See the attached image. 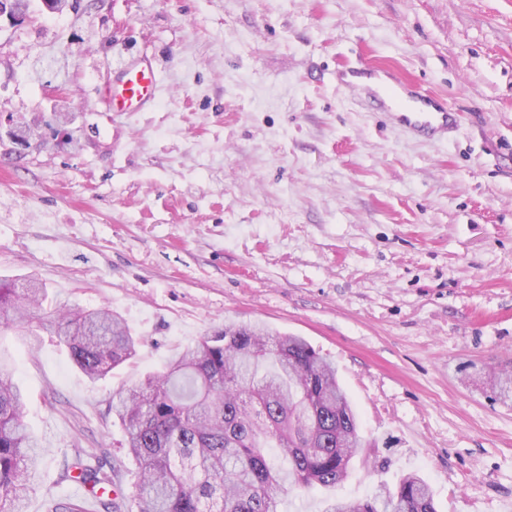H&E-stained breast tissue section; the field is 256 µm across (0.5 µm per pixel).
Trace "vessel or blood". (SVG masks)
Instances as JSON below:
<instances>
[{
	"mask_svg": "<svg viewBox=\"0 0 512 512\" xmlns=\"http://www.w3.org/2000/svg\"><path fill=\"white\" fill-rule=\"evenodd\" d=\"M385 76L383 88L364 89L366 98L379 103L393 125L422 138H434L456 128L458 116L444 99L408 82L391 68L358 59L336 71V82L355 87L357 79ZM162 67L156 56L131 53L100 89L96 103L109 118H124L137 112L155 110L162 99Z\"/></svg>",
	"mask_w": 512,
	"mask_h": 512,
	"instance_id": "obj_1",
	"label": "vessel or blood"
}]
</instances>
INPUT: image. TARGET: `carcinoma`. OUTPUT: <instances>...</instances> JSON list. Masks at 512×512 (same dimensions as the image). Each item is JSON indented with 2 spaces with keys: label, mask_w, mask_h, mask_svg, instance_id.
<instances>
[{
  "label": "carcinoma",
  "mask_w": 512,
  "mask_h": 512,
  "mask_svg": "<svg viewBox=\"0 0 512 512\" xmlns=\"http://www.w3.org/2000/svg\"><path fill=\"white\" fill-rule=\"evenodd\" d=\"M35 277L0 278V331L29 324L46 300ZM46 325L92 383L134 358L142 344L109 310L68 307ZM25 398L0 371V512H24L37 486L40 455L23 421ZM127 453L137 467L136 512H279V494L334 490L368 440L338 383L336 366L298 336L235 323L184 347L164 370L112 395ZM109 449L67 466L91 491L112 492ZM327 512H436L416 474L364 500L335 499Z\"/></svg>",
  "instance_id": "1"
}]
</instances>
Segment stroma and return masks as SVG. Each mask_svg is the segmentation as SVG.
I'll use <instances>...</instances> for the list:
<instances>
[{
    "label": "stroma",
    "mask_w": 512,
    "mask_h": 512,
    "mask_svg": "<svg viewBox=\"0 0 512 512\" xmlns=\"http://www.w3.org/2000/svg\"><path fill=\"white\" fill-rule=\"evenodd\" d=\"M0 27V276L43 315L107 308L143 340L90 383L59 337L0 334L46 451L27 512L74 501L68 463L111 451L113 392L225 324L303 337L336 365L370 459L340 496L418 473L437 512H512V0H77ZM160 55L157 110L94 93L125 49ZM364 57L443 94L419 142L336 84ZM66 115L55 123V113ZM42 124L30 146L20 121Z\"/></svg>",
    "instance_id": "1"
}]
</instances>
